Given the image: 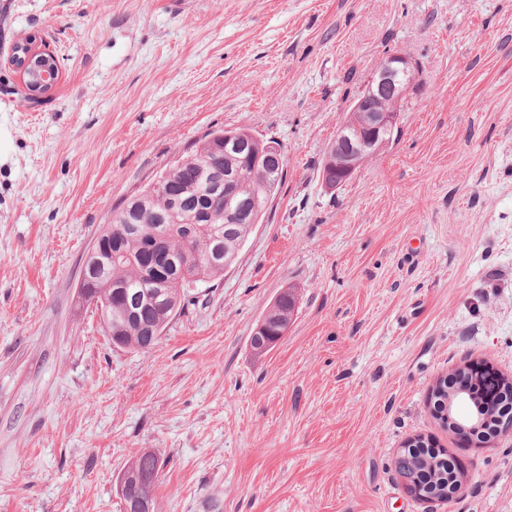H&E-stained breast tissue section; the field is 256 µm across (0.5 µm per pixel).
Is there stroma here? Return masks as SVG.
<instances>
[{"label": "stroma", "instance_id": "1", "mask_svg": "<svg viewBox=\"0 0 512 512\" xmlns=\"http://www.w3.org/2000/svg\"><path fill=\"white\" fill-rule=\"evenodd\" d=\"M60 60L21 106L5 60ZM419 64L398 134L341 188L318 164L381 59ZM283 147L285 177L222 279L148 351L76 301L114 207L211 130ZM298 310L268 352L275 297ZM512 376V0H15L0 29V512H512V433L476 448L430 410L457 366ZM421 436L464 473L409 495ZM165 466V461L155 453L143 451L123 469V474L128 478L131 488L146 500L151 512L155 509V490L160 473Z\"/></svg>", "mask_w": 512, "mask_h": 512}]
</instances>
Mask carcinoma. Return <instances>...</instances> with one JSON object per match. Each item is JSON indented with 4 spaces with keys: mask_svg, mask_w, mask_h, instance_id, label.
I'll return each instance as SVG.
<instances>
[{
    "mask_svg": "<svg viewBox=\"0 0 512 512\" xmlns=\"http://www.w3.org/2000/svg\"><path fill=\"white\" fill-rule=\"evenodd\" d=\"M236 134L252 149L254 165L250 166L224 153V130L212 131L206 140L191 151L182 154L166 170L167 181L187 195L203 192L198 179L201 167L229 171L234 175L233 190L247 202L249 211L241 216H226L224 203L216 202L211 213L199 217L190 212L171 209L167 195L146 184L138 194L148 199L146 207L133 210V201L127 200L112 211L111 219L100 232L105 249L112 254L104 256L102 263L87 280L90 296L106 299L112 314L101 317L103 327L120 346L136 350H149L156 342L148 332L162 333L184 306L185 294L200 284L224 277L227 262L235 259L240 247L260 224L266 214L267 199L274 197L283 181L284 167L272 157L271 141L255 135L247 128L235 129ZM163 235L160 248L184 256V265L177 280L156 296V285L145 274L143 255L155 232ZM139 293L142 305L138 315L125 314L127 294ZM297 303L294 291L286 289L275 299L260 323L266 325L265 342L270 346L284 336ZM166 466L151 451H143L123 469L131 488L140 493L150 509H155V490L160 473ZM398 475L424 486L428 492L443 491L452 474L458 471L447 450L436 448L430 441L420 448H404L397 456Z\"/></svg>",
    "mask_w": 512,
    "mask_h": 512,
    "instance_id": "carcinoma-1",
    "label": "carcinoma"
}]
</instances>
